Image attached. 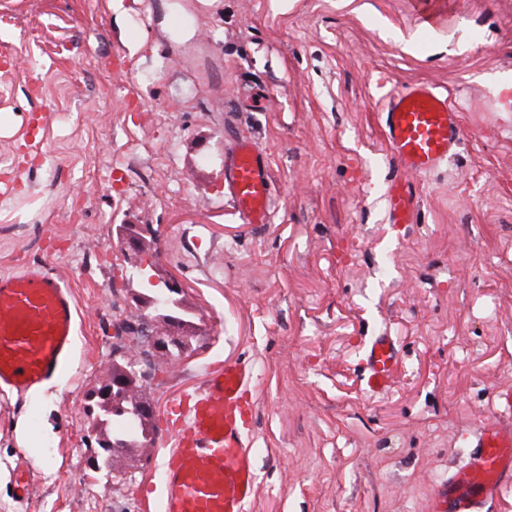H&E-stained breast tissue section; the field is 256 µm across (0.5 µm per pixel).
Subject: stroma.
<instances>
[{
    "label": "stroma",
    "instance_id": "1",
    "mask_svg": "<svg viewBox=\"0 0 512 512\" xmlns=\"http://www.w3.org/2000/svg\"><path fill=\"white\" fill-rule=\"evenodd\" d=\"M436 2L431 29L415 0H0V275L63 277L77 311L66 373L0 395V512H143L169 404L234 361L255 371L247 512H428L512 388V0ZM416 83L462 106L427 175L383 133ZM236 139L269 160V223L224 189ZM400 176L410 224L388 218ZM126 223L182 285L190 323L167 334L195 342L147 387L153 442L98 471L91 393L142 312ZM385 331L401 366L374 396L362 354Z\"/></svg>",
    "mask_w": 512,
    "mask_h": 512
}]
</instances>
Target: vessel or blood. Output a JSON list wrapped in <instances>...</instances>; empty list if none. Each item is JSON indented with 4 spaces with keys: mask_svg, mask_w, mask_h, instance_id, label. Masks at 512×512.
<instances>
[{
    "mask_svg": "<svg viewBox=\"0 0 512 512\" xmlns=\"http://www.w3.org/2000/svg\"><path fill=\"white\" fill-rule=\"evenodd\" d=\"M384 135L392 157L408 172L429 173L447 161L462 139L457 104L448 94L415 84L389 95ZM238 212L250 224L268 221L270 175L262 153L234 142L224 173ZM390 221L411 223L413 188L389 185ZM75 342L73 296L62 277L38 271L0 276V392L26 395L58 380ZM364 387L385 393L399 363L392 337H375L365 357ZM255 376L245 362L225 365L204 385L169 407L172 449L160 481V512H246L257 488L248 446L249 395ZM499 417L483 423L460 466L432 496V512H485L512 484V391L499 394Z\"/></svg>",
    "mask_w": 512,
    "mask_h": 512,
    "instance_id": "b4317fda",
    "label": "vessel or blood"
}]
</instances>
